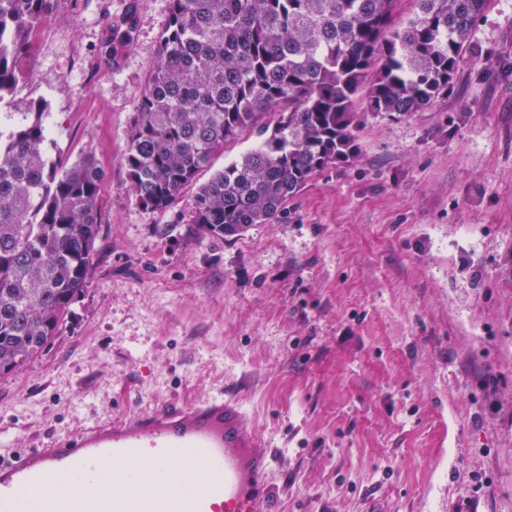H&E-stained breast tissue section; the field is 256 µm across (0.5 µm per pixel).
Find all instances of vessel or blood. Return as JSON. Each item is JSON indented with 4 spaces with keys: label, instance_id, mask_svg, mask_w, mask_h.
<instances>
[{
    "label": "vessel or blood",
    "instance_id": "1",
    "mask_svg": "<svg viewBox=\"0 0 512 512\" xmlns=\"http://www.w3.org/2000/svg\"><path fill=\"white\" fill-rule=\"evenodd\" d=\"M269 469L235 399L168 400L0 457V512H275Z\"/></svg>",
    "mask_w": 512,
    "mask_h": 512
}]
</instances>
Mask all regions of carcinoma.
Wrapping results in <instances>:
<instances>
[{
	"mask_svg": "<svg viewBox=\"0 0 512 512\" xmlns=\"http://www.w3.org/2000/svg\"><path fill=\"white\" fill-rule=\"evenodd\" d=\"M64 0H0V104ZM169 0L156 66L123 162L140 203L189 186L193 223L238 236L282 218L314 175L356 149L352 107L403 115L448 94L489 0ZM275 123L266 121L269 115ZM43 106L0 128V375L51 344L86 287L101 230L104 171L51 155ZM255 146L197 183L215 152Z\"/></svg>",
	"mask_w": 512,
	"mask_h": 512,
	"instance_id": "cac0c4a2",
	"label": "carcinoma"
}]
</instances>
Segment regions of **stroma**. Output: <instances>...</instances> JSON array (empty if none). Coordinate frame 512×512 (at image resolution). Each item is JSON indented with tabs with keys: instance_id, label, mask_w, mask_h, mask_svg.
<instances>
[{
	"instance_id": "obj_1",
	"label": "stroma",
	"mask_w": 512,
	"mask_h": 512,
	"mask_svg": "<svg viewBox=\"0 0 512 512\" xmlns=\"http://www.w3.org/2000/svg\"><path fill=\"white\" fill-rule=\"evenodd\" d=\"M168 0H66L5 104L105 171L92 275L52 343L0 375V456L226 391L271 452L279 512H512V0L447 96L355 108L356 152L282 220L216 238L191 193L123 164Z\"/></svg>"
}]
</instances>
